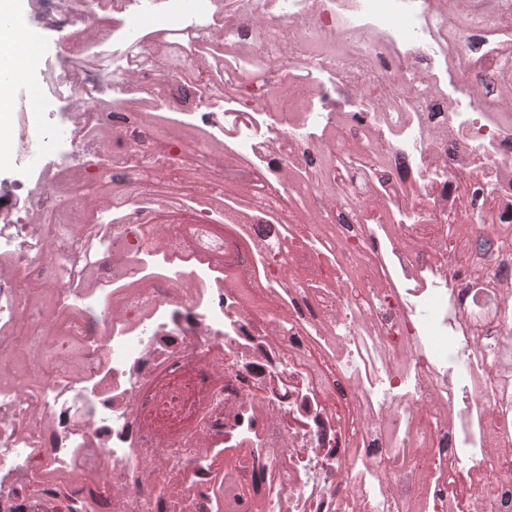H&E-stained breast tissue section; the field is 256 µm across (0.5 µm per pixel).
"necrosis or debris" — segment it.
<instances>
[{
    "mask_svg": "<svg viewBox=\"0 0 512 512\" xmlns=\"http://www.w3.org/2000/svg\"><path fill=\"white\" fill-rule=\"evenodd\" d=\"M239 0H28L27 22L56 53L40 69L47 108L17 97L14 165L0 175V504L9 512H224L225 470L240 512H480L503 471L490 452L494 384L459 299L467 255L449 225L512 224V116L484 107L438 0H253L268 20L246 34ZM306 24L354 35L335 66L297 50L267 56ZM371 46V80L356 78ZM408 72L446 91L429 129ZM373 140L409 161L405 186L373 184L366 152L339 166L364 200L342 236L311 152ZM206 153L212 181H178ZM154 180L195 206L162 225ZM242 196L268 186L284 205L273 247L251 245L210 204L213 182ZM112 199L84 201L88 184ZM248 255L240 288L225 253ZM323 285L316 295L293 280ZM54 288L61 319L25 314ZM342 331L335 369L304 360L321 325ZM372 420L340 451L341 428ZM453 458L456 470L442 465Z\"/></svg>",
    "mask_w": 512,
    "mask_h": 512,
    "instance_id": "necrosis-or-debris-1",
    "label": "necrosis or debris"
}]
</instances>
